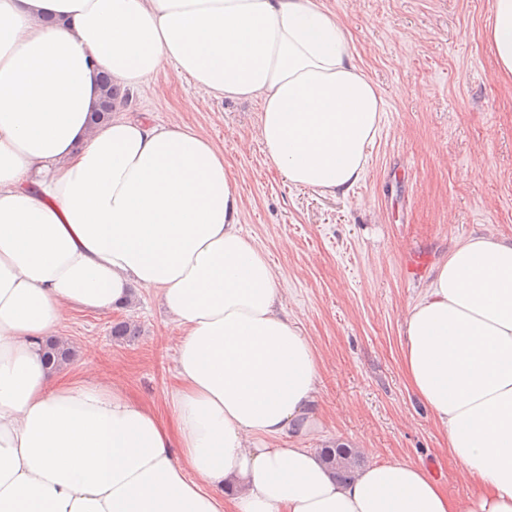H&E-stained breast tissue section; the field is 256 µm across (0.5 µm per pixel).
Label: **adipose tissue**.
<instances>
[{
    "mask_svg": "<svg viewBox=\"0 0 512 512\" xmlns=\"http://www.w3.org/2000/svg\"><path fill=\"white\" fill-rule=\"evenodd\" d=\"M490 47L512 76V0ZM174 67L259 105L268 161L347 194L382 98L324 0H0V512H512V239L459 240L405 319L404 369L472 479L467 507L405 461L333 478L314 449L318 363L240 227L223 152L116 106ZM157 290L181 331L174 424L118 384L62 378L42 345L66 311ZM121 98L120 88L116 87L108 74L100 76V97L97 107L90 113V123L97 125L105 120L117 100Z\"/></svg>",
    "mask_w": 512,
    "mask_h": 512,
    "instance_id": "adipose-tissue-1",
    "label": "adipose tissue"
}]
</instances>
